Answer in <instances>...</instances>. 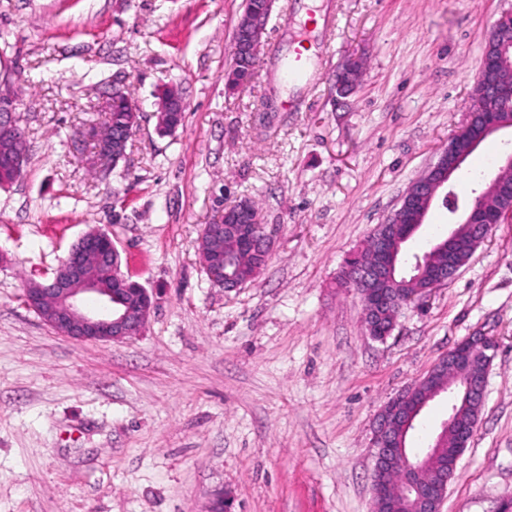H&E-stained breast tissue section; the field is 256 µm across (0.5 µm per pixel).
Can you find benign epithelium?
Instances as JSON below:
<instances>
[{
  "label": "benign epithelium",
  "mask_w": 512,
  "mask_h": 512,
  "mask_svg": "<svg viewBox=\"0 0 512 512\" xmlns=\"http://www.w3.org/2000/svg\"><path fill=\"white\" fill-rule=\"evenodd\" d=\"M275 2L276 0H265L260 10H245L240 15L233 37V60L245 55H259ZM493 30L498 35L495 40L486 44L476 84L485 95L503 105L504 112L498 119L482 121L481 130L476 135L473 134V127L476 119L482 117V113L471 112L466 125L448 140V146L440 152L424 175L412 182L400 208L387 218L386 223L393 225L392 233L372 237L371 259L358 266L357 274L352 280V287L361 297L366 322L383 315L394 303L392 297L375 292L369 288V284L391 277L398 270L399 244L408 237L402 225L398 224L400 214L410 213L412 224L424 223L438 189L448 187V182L468 154L477 150L488 138L512 130V85L501 78L499 71L506 58L507 49L512 45V11L501 14L494 23ZM13 109L12 100L0 98V141L21 133L20 126L12 118ZM160 111L168 114L169 122L176 128L182 122L185 103L176 94L166 95L161 100ZM95 137L99 159H112V136L102 129ZM509 218L512 219V205L489 211L482 202L472 201L465 207L459 219L450 225L444 241L438 244V248L448 250V266L436 271L429 287L405 296L404 304L429 295L457 276L462 268L460 227H471L475 237L483 242L492 233L495 225ZM234 224L239 228V235L245 245L251 243L255 235L271 240V234L266 230L260 211L245 200H239L225 208L219 223L208 224L206 229L211 236L220 239L224 237L225 229ZM90 252L99 254L100 263H112L111 287H102L98 278L89 271L85 256ZM119 264L120 254L116 246H107L104 236L94 231L88 232L70 248L64 260L63 274L52 277L41 288L25 289V302L61 336L81 341L120 343L144 328L154 310V301L142 284L128 281V275L120 271ZM203 266L214 284L228 290L240 287L224 271V251L215 250L209 253ZM88 294H95L100 299L101 307L95 313L83 310V300ZM494 348L493 337L475 333L462 339L442 356V359L448 361V371L452 373L464 372L477 356L483 359L484 370L478 376L468 377L461 390L453 388L454 382L450 379L448 384L434 391V399L443 394L451 398L448 419L442 423L437 438H442L448 427L456 426L455 410L459 402L484 399L487 373L492 360L490 351ZM430 399L416 394L413 389L394 397L380 410L373 430L376 461L372 484L376 485L382 480L386 475V467L399 466L404 474L403 493L414 500L416 512H435L431 505L437 501V497L432 495L430 488L419 484L414 478L417 465L410 460L406 448L401 444L400 425L404 420L409 425L414 424V418L421 414Z\"/></svg>",
  "instance_id": "1"
}]
</instances>
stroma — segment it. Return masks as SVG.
Returning a JSON list of instances; mask_svg holds the SVG:
<instances>
[{"mask_svg":"<svg viewBox=\"0 0 512 512\" xmlns=\"http://www.w3.org/2000/svg\"><path fill=\"white\" fill-rule=\"evenodd\" d=\"M244 4L0 0V96L27 146L0 187V512H210L220 492L231 512H372L381 408L477 332L496 348L441 512H497L512 500V221L382 341L341 274L466 124L512 0H276L253 79L230 90ZM300 46L322 60L309 90L277 68ZM350 58L362 74L342 97ZM170 88L186 110L163 135ZM116 89L140 120L112 166L91 131ZM510 150L507 133L484 142L455 203ZM245 196L272 252L228 292L197 241ZM93 228L155 303L122 343L61 336L24 302Z\"/></svg>","mask_w":512,"mask_h":512,"instance_id":"obj_1","label":"stroma"}]
</instances>
